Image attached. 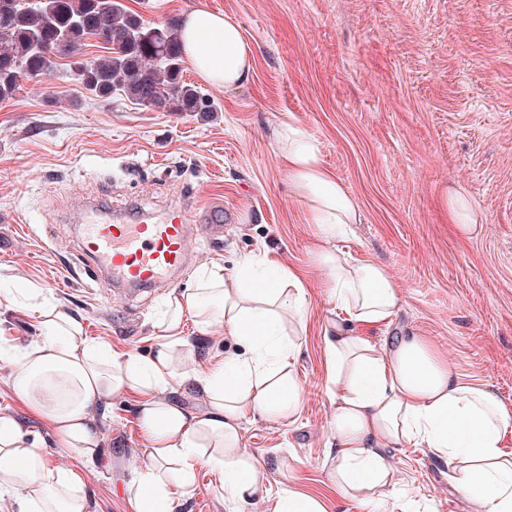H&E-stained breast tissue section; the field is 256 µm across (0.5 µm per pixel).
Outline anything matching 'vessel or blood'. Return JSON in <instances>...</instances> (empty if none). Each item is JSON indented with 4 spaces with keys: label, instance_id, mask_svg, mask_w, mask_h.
<instances>
[{
    "label": "vessel or blood",
    "instance_id": "1",
    "mask_svg": "<svg viewBox=\"0 0 512 512\" xmlns=\"http://www.w3.org/2000/svg\"><path fill=\"white\" fill-rule=\"evenodd\" d=\"M192 218L187 207L159 219L137 210L132 223L120 224L98 205L85 207L78 217L83 274L92 284L116 288L146 289L171 279L187 260L193 234L221 228L225 215L208 212L201 226Z\"/></svg>",
    "mask_w": 512,
    "mask_h": 512
}]
</instances>
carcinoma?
Returning a JSON list of instances; mask_svg holds the SVG:
<instances>
[{
	"label": "carcinoma",
	"mask_w": 512,
	"mask_h": 512,
	"mask_svg": "<svg viewBox=\"0 0 512 512\" xmlns=\"http://www.w3.org/2000/svg\"><path fill=\"white\" fill-rule=\"evenodd\" d=\"M140 31H147L145 22L120 0H0V101L12 98L21 81L49 70L47 50L70 57L90 32L110 51L89 60L87 69L74 70L88 96L107 99L118 91L146 108L217 111L213 98L183 80L178 27L168 22L148 41H124Z\"/></svg>",
	"instance_id": "obj_1"
}]
</instances>
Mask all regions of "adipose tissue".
Segmentation results:
<instances>
[{
	"label": "adipose tissue",
	"mask_w": 512,
	"mask_h": 512,
	"mask_svg": "<svg viewBox=\"0 0 512 512\" xmlns=\"http://www.w3.org/2000/svg\"><path fill=\"white\" fill-rule=\"evenodd\" d=\"M183 53L205 83L231 88L252 71L253 56L239 22L225 13L196 9L181 22ZM291 182L308 202L316 227L314 256L323 287L360 325L389 324L399 306V284L371 260L353 261L332 242L358 221L353 197L322 166L317 139L297 120L277 131ZM307 295L299 275L274 261L240 264L233 276L221 265L199 270L194 288L172 296L157 323L161 342L148 356L118 354L85 336L80 321L52 303L41 306L47 331L40 341L0 359L13 369L8 385L52 427L63 448L84 463L100 456L99 427L112 396L138 392L145 462L123 480L134 512H177L175 491L191 486L199 468L217 476V489L236 512L266 491V472L243 448L240 427L249 413L292 419L299 385L291 363L303 328ZM203 331L221 327L238 341L209 372L187 365L192 347L183 321ZM336 386L331 420L343 497H379L392 484L389 448L409 443L432 448L453 464V480L474 512H512V408L484 385L460 378L421 336L376 344L349 329L326 341ZM204 400L192 412L172 400L180 388ZM19 512H90L77 472L50 466L22 420L0 413V496Z\"/></svg>",
	"instance_id": "obj_1"
}]
</instances>
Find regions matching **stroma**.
I'll use <instances>...</instances> for the list:
<instances>
[{
  "instance_id": "35a3bbf8",
  "label": "stroma",
  "mask_w": 512,
  "mask_h": 512,
  "mask_svg": "<svg viewBox=\"0 0 512 512\" xmlns=\"http://www.w3.org/2000/svg\"><path fill=\"white\" fill-rule=\"evenodd\" d=\"M122 2L154 24L201 7L232 16L253 69L224 89L200 84L184 65V80L217 104L207 113L144 108L118 94L89 99L67 57L0 101V290L39 291L15 306L0 297V343L22 348L44 334L36 309L45 298L79 318L90 339L147 354L160 342L164 303L193 287L202 267L218 263L229 275L245 259H279L309 288L294 360L296 420L253 414L241 422L269 494L290 481L330 512H472L450 465L421 446L389 450L395 485L387 496L337 493L324 350L347 315L321 286L315 227L280 159L276 131L292 117L318 139L324 167L359 208L358 224L335 248L382 264L400 285L395 318L366 337H426L462 379L487 385L512 407V0ZM457 192L479 216L468 237L448 219L446 201ZM183 195L233 219L220 240L201 243L177 284L128 301L89 292L71 275L79 264V199L109 212L131 202L159 211ZM185 333L194 344L189 363L200 371L238 350L226 331H201L190 318ZM0 411L25 420L50 464L78 468L92 512H133L110 468L140 461L133 393L113 398L101 427L104 458L86 468L1 382ZM212 480L199 470L178 491V512H229Z\"/></svg>"
}]
</instances>
